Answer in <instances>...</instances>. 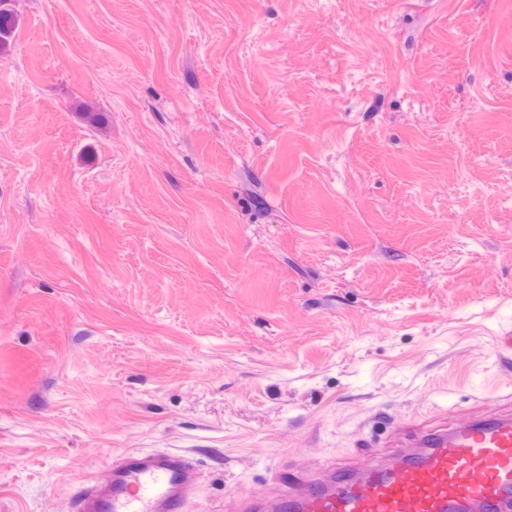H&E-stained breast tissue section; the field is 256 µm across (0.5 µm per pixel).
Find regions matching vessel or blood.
<instances>
[{"label":"vessel or blood","mask_w":512,"mask_h":512,"mask_svg":"<svg viewBox=\"0 0 512 512\" xmlns=\"http://www.w3.org/2000/svg\"><path fill=\"white\" fill-rule=\"evenodd\" d=\"M372 451L320 471L276 475V491L238 488L231 512H512V407L463 420L404 422ZM193 462L125 452L77 488L72 512H185Z\"/></svg>","instance_id":"vessel-or-blood-1"}]
</instances>
